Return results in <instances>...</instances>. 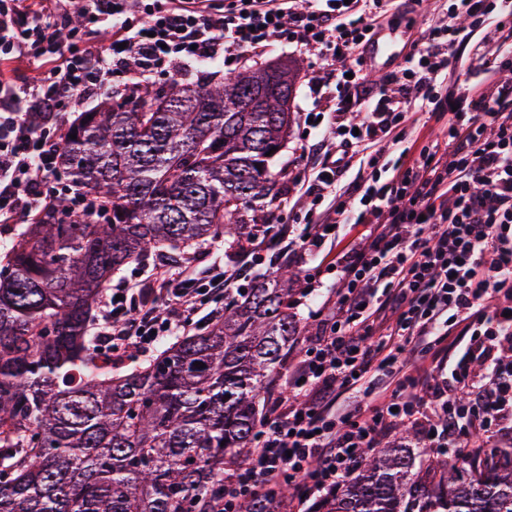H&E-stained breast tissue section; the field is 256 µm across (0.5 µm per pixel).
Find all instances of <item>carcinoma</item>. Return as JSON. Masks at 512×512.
I'll return each mask as SVG.
<instances>
[{
	"mask_svg": "<svg viewBox=\"0 0 512 512\" xmlns=\"http://www.w3.org/2000/svg\"><path fill=\"white\" fill-rule=\"evenodd\" d=\"M296 91L285 64L172 80L116 90L67 128L59 169L100 219L61 197L0 255V512H224V466L249 455L299 336V273L270 261L224 292L221 319L124 375L90 324L112 273L148 251L272 232L256 202L277 199L267 152ZM369 452L312 512H512V445L461 464Z\"/></svg>",
	"mask_w": 512,
	"mask_h": 512,
	"instance_id": "obj_1",
	"label": "carcinoma"
}]
</instances>
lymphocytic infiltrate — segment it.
Returning a JSON list of instances; mask_svg holds the SVG:
<instances>
[{"mask_svg": "<svg viewBox=\"0 0 512 512\" xmlns=\"http://www.w3.org/2000/svg\"><path fill=\"white\" fill-rule=\"evenodd\" d=\"M387 0H0V224H23L62 195L61 112L159 72L295 46L323 62L310 89L319 132L304 193L325 204L303 231L282 229L292 261L314 253L345 224L365 225L336 266L337 299L289 371L246 463L224 474V512L249 499L298 512L344 483L366 449L398 427L415 445L464 461L492 448L512 418V0H452L415 52L371 82L364 51ZM84 24L74 27L71 16ZM488 24L478 80L438 92L449 53ZM112 42L92 46V28ZM26 58L29 82L1 67ZM439 127L424 137L417 114ZM365 172L340 186L345 162ZM191 276L158 271L143 306L108 296L103 341L147 354L157 337L181 336L202 304ZM470 339L449 361L430 353L448 324ZM353 394L337 410L340 389ZM291 492L281 498L282 481Z\"/></svg>", "mask_w": 512, "mask_h": 512, "instance_id": "f902f5d3", "label": "lymphocytic infiltrate"}]
</instances>
